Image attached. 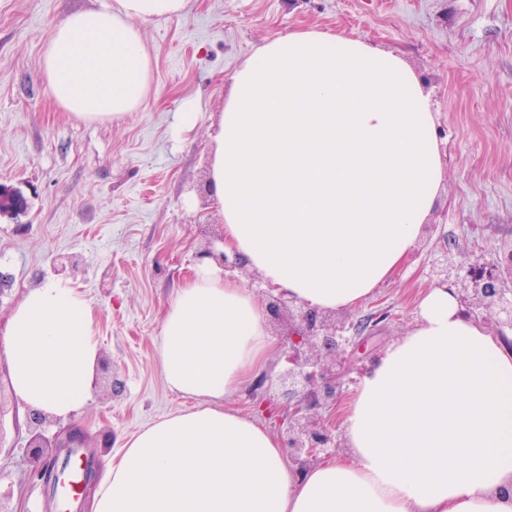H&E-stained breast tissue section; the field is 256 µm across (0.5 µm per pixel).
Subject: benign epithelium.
<instances>
[{
	"label": "benign epithelium",
	"mask_w": 512,
	"mask_h": 512,
	"mask_svg": "<svg viewBox=\"0 0 512 512\" xmlns=\"http://www.w3.org/2000/svg\"><path fill=\"white\" fill-rule=\"evenodd\" d=\"M4 193L11 196V206L0 209V216H16L27 211L29 201L22 190L0 185V195ZM480 268L481 258L477 256L463 253L456 259L447 257L433 271L432 285L448 288L464 318L497 334L503 325L512 328V252L493 272L478 276L476 272ZM284 308L288 309V334L282 346L288 368L277 378V401L288 409L289 422L282 444L288 462L305 469L323 454L337 455L345 450L336 423V406L345 397L347 348L370 323L378 324L393 316L388 310L380 309L365 322H354L345 314L312 309L280 297L269 301L267 313L276 319ZM44 421L42 413L28 412L30 447L35 450L71 448L74 441L71 435L53 442L45 438L39 432Z\"/></svg>",
	"instance_id": "1"
}]
</instances>
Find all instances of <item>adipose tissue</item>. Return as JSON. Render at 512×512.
<instances>
[{
  "instance_id": "ef3b65f1",
  "label": "adipose tissue",
  "mask_w": 512,
  "mask_h": 512,
  "mask_svg": "<svg viewBox=\"0 0 512 512\" xmlns=\"http://www.w3.org/2000/svg\"><path fill=\"white\" fill-rule=\"evenodd\" d=\"M188 0H117L55 26L42 74L89 120L134 110L152 76L140 24ZM442 180L435 118L399 57L354 37L300 31L236 71L212 137L208 187L224 248L264 287L319 310L355 308L415 248ZM416 326L359 376L341 408L349 451L291 467L278 438L226 406L278 342L255 293L203 266L175 290L158 358L194 406L144 427L112 457L94 512H512V349L432 287ZM26 410L66 420L99 355L74 288L29 289L0 336Z\"/></svg>"
}]
</instances>
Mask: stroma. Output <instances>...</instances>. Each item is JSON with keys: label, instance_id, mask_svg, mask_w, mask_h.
<instances>
[{"label": "stroma", "instance_id": "35a3bbf8", "mask_svg": "<svg viewBox=\"0 0 512 512\" xmlns=\"http://www.w3.org/2000/svg\"><path fill=\"white\" fill-rule=\"evenodd\" d=\"M114 3L0 0V184L30 199L24 214L0 218V333L23 294L51 278L89 304L100 345L91 394L74 418L46 419L41 431L82 432L97 477L127 438L194 404L164 382L162 321L201 253L222 246L224 218L206 190L212 134L236 70L269 40L303 30L365 40L411 67L436 117L434 208L403 269L352 309L356 320L386 306L395 316L353 348L352 364L413 329L444 256L473 251L492 263L512 251V0H189L182 16L141 25L153 73L140 106L89 122L54 102L42 55L70 13ZM29 439L0 361V498L9 512H54L47 477L64 455L34 458Z\"/></svg>", "mask_w": 512, "mask_h": 512}]
</instances>
